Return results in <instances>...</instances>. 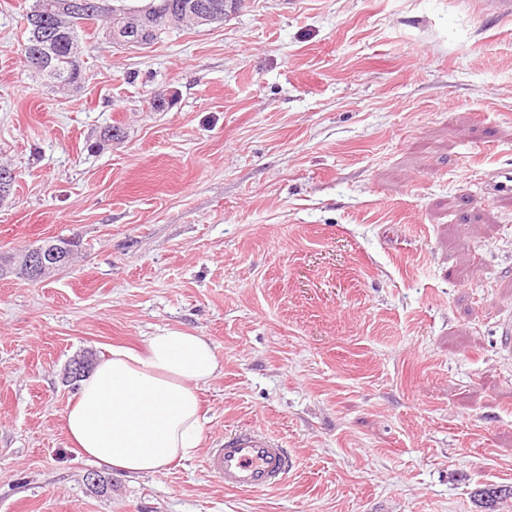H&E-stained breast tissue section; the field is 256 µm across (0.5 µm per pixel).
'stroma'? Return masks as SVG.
Returning a JSON list of instances; mask_svg holds the SVG:
<instances>
[{"label":"stroma","mask_w":512,"mask_h":512,"mask_svg":"<svg viewBox=\"0 0 512 512\" xmlns=\"http://www.w3.org/2000/svg\"><path fill=\"white\" fill-rule=\"evenodd\" d=\"M32 3L0 0V254L81 252L0 278V512H482L512 486V194L485 193L512 166V20L245 0L148 46L96 34L55 90L21 54ZM159 328L207 336L224 371L194 454L129 479L68 442L67 368ZM245 428L290 449L282 486L205 471ZM70 249L72 247L57 241H48L12 260L14 265H5L1 257L0 277L13 274L15 270H20L28 280L32 281L53 276L56 270L69 263L72 255Z\"/></svg>","instance_id":"obj_1"}]
</instances>
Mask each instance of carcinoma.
I'll return each instance as SVG.
<instances>
[{
    "label": "carcinoma",
    "instance_id": "carcinoma-1",
    "mask_svg": "<svg viewBox=\"0 0 512 512\" xmlns=\"http://www.w3.org/2000/svg\"><path fill=\"white\" fill-rule=\"evenodd\" d=\"M56 0H34L30 11L26 14L28 36L22 46L25 63L31 62L32 46L39 47L43 57L49 61L47 70L40 72L53 86H75L82 80L80 53L75 48L80 46L82 39L81 23L97 20L101 17L112 18L115 13L125 8L107 6V8L83 16L57 17ZM188 0H152L156 7L166 12V20L172 23L197 25V22L186 17L184 4ZM487 512H495V503L512 496V487L489 489L483 492Z\"/></svg>",
    "mask_w": 512,
    "mask_h": 512
}]
</instances>
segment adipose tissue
I'll return each instance as SVG.
<instances>
[{
	"label": "adipose tissue",
	"instance_id": "ef3b65f1",
	"mask_svg": "<svg viewBox=\"0 0 512 512\" xmlns=\"http://www.w3.org/2000/svg\"><path fill=\"white\" fill-rule=\"evenodd\" d=\"M222 365L212 342L161 329L142 350L112 347L63 417L74 449L126 477L167 471L202 440L200 387Z\"/></svg>",
	"mask_w": 512,
	"mask_h": 512
}]
</instances>
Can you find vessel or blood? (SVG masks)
Listing matches in <instances>:
<instances>
[{
	"instance_id": "b4317fda",
	"label": "vessel or blood",
	"mask_w": 512,
	"mask_h": 512,
	"mask_svg": "<svg viewBox=\"0 0 512 512\" xmlns=\"http://www.w3.org/2000/svg\"><path fill=\"white\" fill-rule=\"evenodd\" d=\"M293 460L273 436L256 430L225 434L207 449L204 468L217 483L236 491L266 490L285 482Z\"/></svg>"
}]
</instances>
